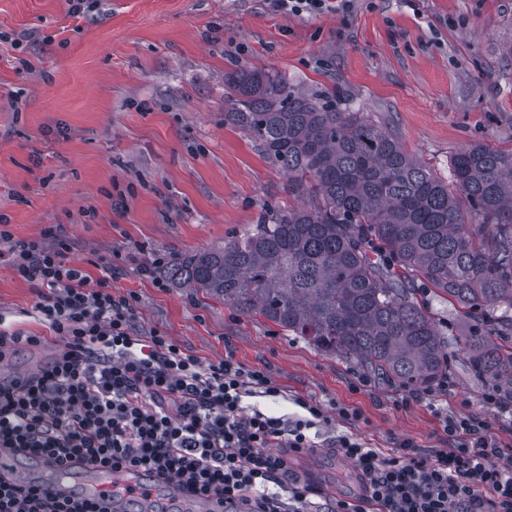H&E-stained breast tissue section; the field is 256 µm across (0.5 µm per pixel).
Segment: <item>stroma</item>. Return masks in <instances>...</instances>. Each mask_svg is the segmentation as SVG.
<instances>
[{"label": "stroma", "mask_w": 512, "mask_h": 512, "mask_svg": "<svg viewBox=\"0 0 512 512\" xmlns=\"http://www.w3.org/2000/svg\"><path fill=\"white\" fill-rule=\"evenodd\" d=\"M68 0H0V215L14 238L47 229L73 243L91 278L112 264V293L136 294L137 326L158 330L203 362L233 351L268 368L279 392L244 411L286 421L300 401L327 419L291 466L317 488L314 505L352 500L351 466L316 469L338 437L394 453L404 439L448 448L447 419L483 420L512 451V412L486 403L456 337L448 388L409 405L411 390L369 376L276 324L172 284L160 254L218 244L294 203L288 177L244 131L225 124V72L274 70L305 90L386 123L442 179L451 157L480 141L512 152V0H356L351 12L289 16L268 0H97L68 17ZM37 290L0 264V325L43 337L0 361V378L35 371L56 353L35 312Z\"/></svg>", "instance_id": "35a3bbf8"}]
</instances>
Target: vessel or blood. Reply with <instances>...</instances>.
<instances>
[{
	"label": "vessel or blood",
	"instance_id": "obj_1",
	"mask_svg": "<svg viewBox=\"0 0 512 512\" xmlns=\"http://www.w3.org/2000/svg\"><path fill=\"white\" fill-rule=\"evenodd\" d=\"M81 482L67 479L62 466L40 456H27L12 448H0V476L29 486L51 489L63 498L84 499L109 506L111 512H134L135 508L159 504L162 512H224L219 498H203L169 483L164 500H156L155 489L140 469L115 470L85 463L79 466Z\"/></svg>",
	"mask_w": 512,
	"mask_h": 512
}]
</instances>
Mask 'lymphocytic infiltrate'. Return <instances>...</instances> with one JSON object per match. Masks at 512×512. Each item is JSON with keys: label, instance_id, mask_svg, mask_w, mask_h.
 <instances>
[{"label": "lymphocytic infiltrate", "instance_id": "obj_1", "mask_svg": "<svg viewBox=\"0 0 512 512\" xmlns=\"http://www.w3.org/2000/svg\"><path fill=\"white\" fill-rule=\"evenodd\" d=\"M0 242V261L38 287L34 309L62 344L23 384L0 380V448L60 464L78 457L141 468L222 498L226 512H301L316 489L292 472L288 456L309 447L318 406L289 424L243 413L244 398L277 393L268 369L244 367L230 351L206 364L160 331L138 333L135 297H114L107 279L91 280L68 262L67 240L16 239L0 225ZM445 429L456 446L433 458L409 440L386 454L340 437L336 446L357 466L365 494L325 512H512V455L480 419L454 418ZM275 485L288 499L272 493ZM0 512L103 510L0 480Z\"/></svg>", "mask_w": 512, "mask_h": 512}]
</instances>
